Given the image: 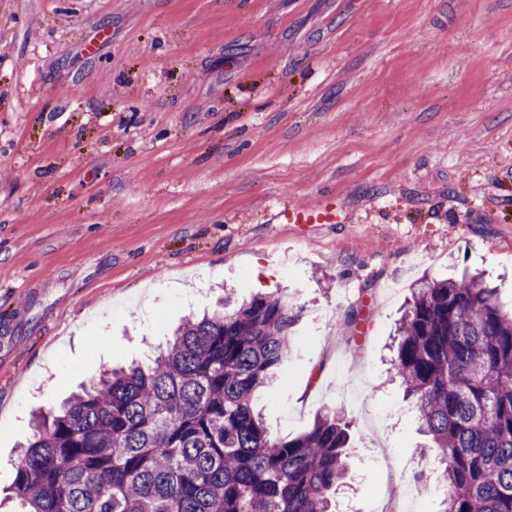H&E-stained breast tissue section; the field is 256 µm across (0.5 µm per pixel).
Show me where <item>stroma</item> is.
<instances>
[{
	"mask_svg": "<svg viewBox=\"0 0 512 512\" xmlns=\"http://www.w3.org/2000/svg\"><path fill=\"white\" fill-rule=\"evenodd\" d=\"M324 194L338 223L269 220ZM465 271L512 309V0H0V512L33 412L278 288L269 430L338 407L337 512H441L391 344Z\"/></svg>",
	"mask_w": 512,
	"mask_h": 512,
	"instance_id": "stroma-1",
	"label": "stroma"
}]
</instances>
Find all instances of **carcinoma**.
<instances>
[{"label":"carcinoma","mask_w":512,"mask_h":512,"mask_svg":"<svg viewBox=\"0 0 512 512\" xmlns=\"http://www.w3.org/2000/svg\"><path fill=\"white\" fill-rule=\"evenodd\" d=\"M300 314L288 293L185 319L142 369H106L37 416L16 462L22 512H335L349 423L295 437L253 402L277 382ZM391 364L439 450L442 512H512V313L480 274L413 289Z\"/></svg>","instance_id":"carcinoma-1"}]
</instances>
